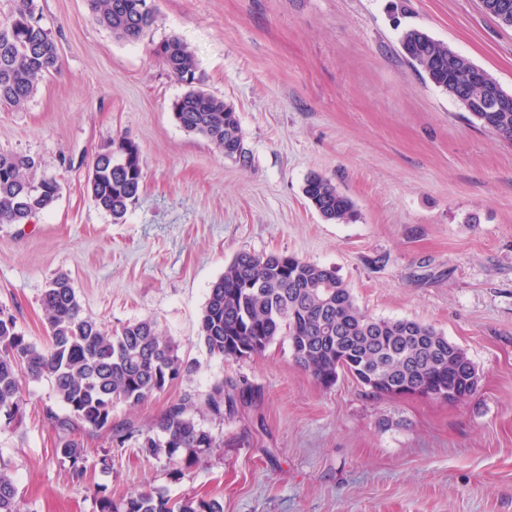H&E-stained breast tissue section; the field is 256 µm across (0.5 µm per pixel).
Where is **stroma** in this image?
Here are the masks:
<instances>
[{
	"mask_svg": "<svg viewBox=\"0 0 512 512\" xmlns=\"http://www.w3.org/2000/svg\"><path fill=\"white\" fill-rule=\"evenodd\" d=\"M36 5L62 69L22 109L0 108V152L32 157L35 178L61 192L32 223L0 227V307L44 345L40 297L63 273L107 327L157 322L192 372L118 405L113 424L147 427L220 380L247 402L231 418L201 417L223 445L182 477L133 442L113 448L74 428L92 463L77 484L57 451L52 386L30 384L16 433H0L25 512H96L99 485L116 499L220 496L224 512H512V142L471 123L400 47L421 29L512 92V29L480 0H154L156 25L127 43L94 22L90 0ZM171 37L235 108L250 168L175 121L186 87L153 53ZM122 136L140 149L143 183L116 224L85 182ZM313 172L354 202L350 222L308 204ZM240 251L332 268L368 315L444 332L478 368L476 392L452 404L379 396L344 372L326 388L285 343L212 356L199 317Z\"/></svg>",
	"mask_w": 512,
	"mask_h": 512,
	"instance_id": "obj_1",
	"label": "stroma"
}]
</instances>
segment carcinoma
Wrapping results in <instances>:
<instances>
[{"label": "carcinoma", "instance_id": "1", "mask_svg": "<svg viewBox=\"0 0 512 512\" xmlns=\"http://www.w3.org/2000/svg\"><path fill=\"white\" fill-rule=\"evenodd\" d=\"M0 21V105L22 108L36 92V81L61 69L59 49L40 26L35 0H11ZM93 20L124 42H136L157 21L147 0H91ZM406 60L430 83L447 92L473 122L512 140V112H483L477 103L490 91L509 95L486 70L469 58L410 28L400 40ZM156 55L169 73L188 87L173 104L177 123L188 133L212 142L221 153L244 146L234 107L203 88L189 46L177 37L162 42ZM35 161L25 155L0 153V224H27L58 199L54 178L36 181ZM143 179L141 154L122 136L100 153L88 171L86 188L95 206L115 223L137 198ZM311 205L327 221L343 223L354 213L353 202L320 174L303 187ZM40 304L46 319L47 347L40 348L18 328L13 314L0 308V430L21 423L26 385L50 381L65 414L56 419L62 431L60 454L69 462L71 478H87L89 452L71 434L79 423L93 431H112V410L136 406L191 373L177 345L152 319L108 329L84 312L65 274L52 278ZM198 337L219 358L240 359L263 353L286 340L295 363L322 386H333L346 371L379 395L451 393L455 403L472 395L479 372L467 352L430 325L409 319H378L363 312L350 288L328 267L294 255L239 252L213 283L198 323ZM218 417L232 414L237 397L231 384L219 382L195 402L171 403L146 430L131 424L115 433L116 443L133 441L147 459L180 465L179 475L205 461L218 447L216 436L192 414L196 406ZM97 512H224L221 497L173 498L145 490L112 498L105 486L95 493ZM0 512H21L18 489L8 461L0 458Z\"/></svg>", "mask_w": 512, "mask_h": 512}]
</instances>
